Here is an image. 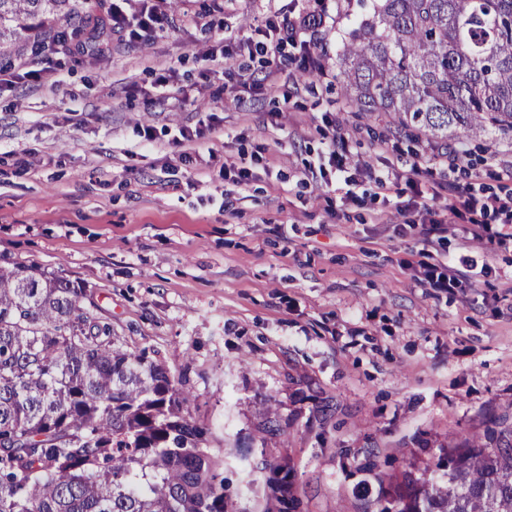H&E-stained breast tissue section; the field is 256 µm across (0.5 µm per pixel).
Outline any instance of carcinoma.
<instances>
[{
  "label": "carcinoma",
  "instance_id": "obj_1",
  "mask_svg": "<svg viewBox=\"0 0 512 512\" xmlns=\"http://www.w3.org/2000/svg\"><path fill=\"white\" fill-rule=\"evenodd\" d=\"M336 68L360 112L436 146L512 138V0H357ZM71 0H0V48L57 18L44 50L85 32ZM86 290L35 264H0V512H226L224 461L201 447L189 395L158 360L113 347ZM448 443L440 474L390 477L375 512H512V426ZM289 501L288 460L274 466Z\"/></svg>",
  "mask_w": 512,
  "mask_h": 512
}]
</instances>
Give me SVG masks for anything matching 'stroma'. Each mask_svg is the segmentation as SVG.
<instances>
[{
    "label": "stroma",
    "instance_id": "35a3bbf8",
    "mask_svg": "<svg viewBox=\"0 0 512 512\" xmlns=\"http://www.w3.org/2000/svg\"><path fill=\"white\" fill-rule=\"evenodd\" d=\"M158 6L169 26L138 41L112 34L44 58L39 25L0 59L56 80L0 96V256L82 282L116 345L166 366L224 458L227 512H266L269 465L283 458L296 512H365L378 475L433 467L490 417L512 422V240L465 242L452 225L423 249L424 214L409 204L443 210L455 187L511 192L512 141L469 138L452 163L392 136L389 116L356 111L331 63L355 2L346 16L337 0ZM302 7L326 19L311 43L329 59L319 75L242 51L267 16ZM206 112L222 127L184 162L172 140ZM336 139L353 202L315 172ZM244 162L254 179L224 183ZM444 259L466 287L414 279L417 262Z\"/></svg>",
    "mask_w": 512,
    "mask_h": 512
}]
</instances>
